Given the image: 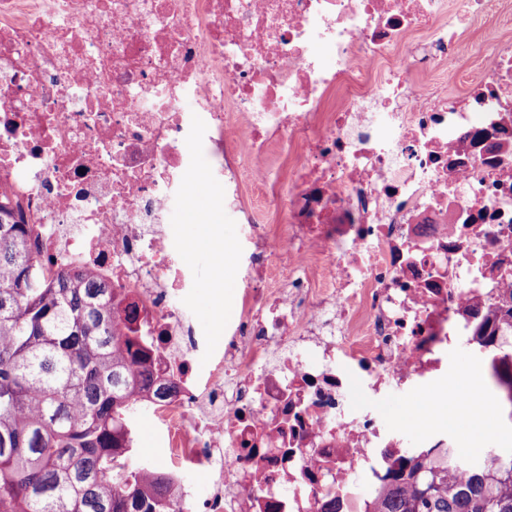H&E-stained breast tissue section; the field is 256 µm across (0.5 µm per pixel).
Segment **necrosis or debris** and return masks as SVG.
<instances>
[{"mask_svg": "<svg viewBox=\"0 0 512 512\" xmlns=\"http://www.w3.org/2000/svg\"><path fill=\"white\" fill-rule=\"evenodd\" d=\"M276 146L278 230L254 202ZM200 153L250 227L220 344L191 324L168 224ZM1 201L51 273L136 303L172 512H376L397 460L454 445L378 402L449 390L463 348L487 387L512 354V0H0ZM494 24L490 20H482L476 23L465 35L463 42L462 65L469 68L474 64L477 48L487 39L493 31Z\"/></svg>", "mask_w": 512, "mask_h": 512, "instance_id": "necrosis-or-debris-1", "label": "necrosis or debris"}]
</instances>
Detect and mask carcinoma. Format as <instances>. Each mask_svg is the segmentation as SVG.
I'll return each instance as SVG.
<instances>
[{
	"label": "carcinoma",
	"mask_w": 512,
	"mask_h": 512,
	"mask_svg": "<svg viewBox=\"0 0 512 512\" xmlns=\"http://www.w3.org/2000/svg\"><path fill=\"white\" fill-rule=\"evenodd\" d=\"M112 289L82 268L47 272L29 225L0 206V512H171L163 473L127 463L150 347L113 320ZM512 422V374L497 381ZM448 476L401 461L378 512H512V463Z\"/></svg>",
	"instance_id": "1"
}]
</instances>
